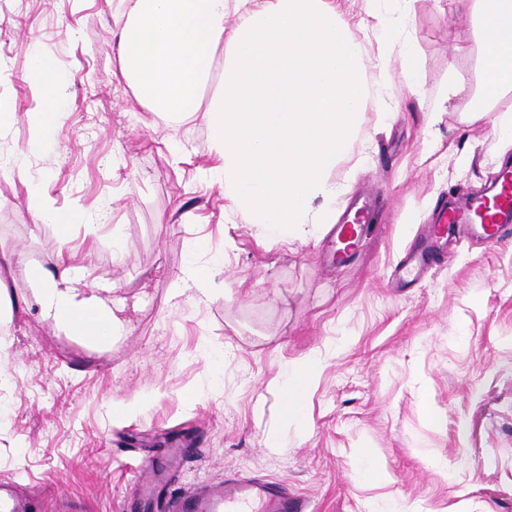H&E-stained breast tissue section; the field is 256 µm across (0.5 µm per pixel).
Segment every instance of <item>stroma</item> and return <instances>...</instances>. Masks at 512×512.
Segmentation results:
<instances>
[{"label":"stroma","instance_id":"obj_1","mask_svg":"<svg viewBox=\"0 0 512 512\" xmlns=\"http://www.w3.org/2000/svg\"><path fill=\"white\" fill-rule=\"evenodd\" d=\"M364 48L371 83L401 82L403 59L381 67L376 0H336ZM121 0H0V249L51 266L53 224H35L19 171L42 186V208L104 213L73 225L77 259L131 301L106 348L54 329L24 307L22 268L0 296V480L35 491L32 512L66 496L73 512H137L132 497L173 437L189 438L178 486L247 473L287 484L314 512H512V240L460 243L448 263L399 294L387 286L413 229L450 195L487 187L500 161L490 122L464 123L452 99L427 119L449 69L477 76L471 0H416L404 39L423 65L421 95L400 90L392 116L368 110L340 167L350 191L371 189L380 210L356 255L328 267L326 228L287 247L225 210L206 175L208 132L171 129L119 76L113 17ZM63 80L62 128L34 152L32 58ZM470 162L456 163L460 153ZM123 243L114 254L113 237ZM203 247H195V240ZM224 256V297L197 299L187 267ZM319 352L301 419L283 412V365ZM139 401L122 421L118 403Z\"/></svg>","mask_w":512,"mask_h":512}]
</instances>
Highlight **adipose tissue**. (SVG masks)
<instances>
[{"instance_id":"adipose-tissue-1","label":"adipose tissue","mask_w":512,"mask_h":512,"mask_svg":"<svg viewBox=\"0 0 512 512\" xmlns=\"http://www.w3.org/2000/svg\"><path fill=\"white\" fill-rule=\"evenodd\" d=\"M227 2L126 0L114 19L120 74L137 102L171 126L201 119L217 159L209 176L226 209L258 225L266 239L303 242L307 225L336 221V200L347 185L334 172L363 134L368 107L384 119L389 113L366 77L361 42L331 0H255L232 23ZM401 2L399 14L380 17L377 34L384 43H400L413 90L421 60L411 42L397 40L412 19V0ZM471 35L479 78L470 87L449 75L447 96L465 99V122L489 120L497 145L512 148V112L498 108L512 95V0H473ZM221 49L226 58L218 69ZM30 73L41 88L32 106L38 147L64 114L53 96L59 77L51 62L33 58ZM35 218L55 224L61 242L53 268H27L42 319L110 342L124 327L126 300L80 286L89 270L73 264L67 230L86 223L85 213L40 209ZM318 360L314 353L308 368H282L287 416L301 417Z\"/></svg>"}]
</instances>
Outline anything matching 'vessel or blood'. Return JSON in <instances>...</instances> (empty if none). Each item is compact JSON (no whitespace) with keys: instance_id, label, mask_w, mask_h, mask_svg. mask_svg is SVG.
Instances as JSON below:
<instances>
[{"instance_id":"b4317fda","label":"vessel or blood","mask_w":512,"mask_h":512,"mask_svg":"<svg viewBox=\"0 0 512 512\" xmlns=\"http://www.w3.org/2000/svg\"><path fill=\"white\" fill-rule=\"evenodd\" d=\"M373 199L352 200L339 223L331 229L330 262L350 259L373 219ZM474 235L494 248L512 239V164H503L489 189L457 196L440 205L435 223L426 225V243L409 250L397 264L391 284L414 287V269L444 261L449 239ZM164 495L165 512H309L308 501L287 485L256 476L230 475L216 483H202L184 491L172 486L167 472L154 471L151 481L139 484L137 500ZM32 493L16 484L0 482V512H30Z\"/></svg>"}]
</instances>
